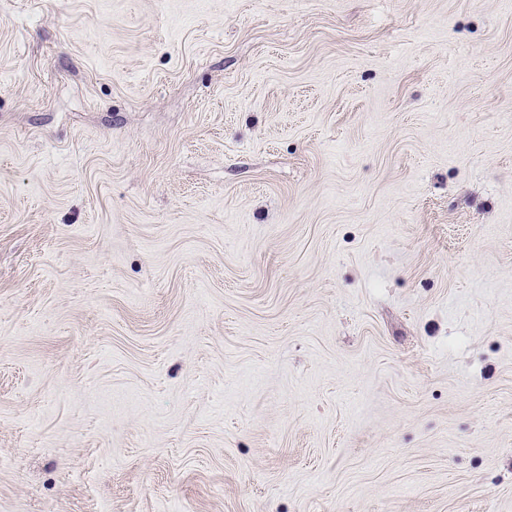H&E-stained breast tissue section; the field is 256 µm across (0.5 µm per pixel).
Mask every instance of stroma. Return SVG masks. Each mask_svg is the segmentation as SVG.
I'll return each mask as SVG.
<instances>
[{"label": "stroma", "mask_w": 512, "mask_h": 512, "mask_svg": "<svg viewBox=\"0 0 512 512\" xmlns=\"http://www.w3.org/2000/svg\"><path fill=\"white\" fill-rule=\"evenodd\" d=\"M0 512H512V0H0Z\"/></svg>", "instance_id": "35a3bbf8"}]
</instances>
